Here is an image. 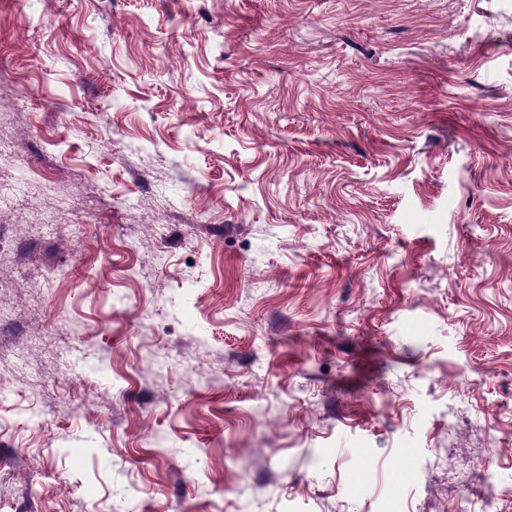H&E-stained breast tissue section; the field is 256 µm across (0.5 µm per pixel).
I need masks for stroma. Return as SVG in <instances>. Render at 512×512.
I'll use <instances>...</instances> for the list:
<instances>
[{"label":"stroma","instance_id":"obj_1","mask_svg":"<svg viewBox=\"0 0 512 512\" xmlns=\"http://www.w3.org/2000/svg\"><path fill=\"white\" fill-rule=\"evenodd\" d=\"M0 142V512H512V0H0Z\"/></svg>","mask_w":512,"mask_h":512}]
</instances>
